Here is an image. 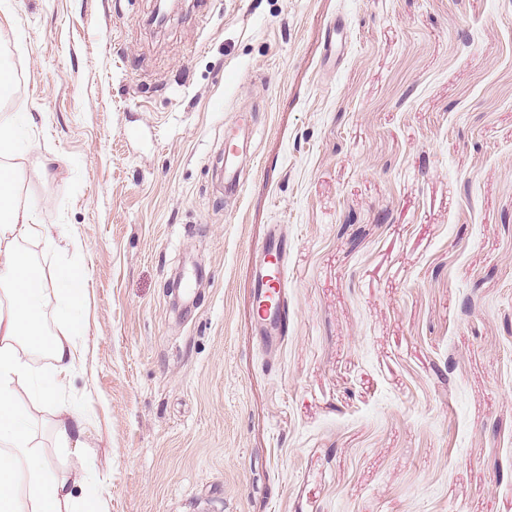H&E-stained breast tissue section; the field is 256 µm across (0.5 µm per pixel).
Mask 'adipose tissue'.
<instances>
[{
  "instance_id": "1",
  "label": "adipose tissue",
  "mask_w": 512,
  "mask_h": 512,
  "mask_svg": "<svg viewBox=\"0 0 512 512\" xmlns=\"http://www.w3.org/2000/svg\"><path fill=\"white\" fill-rule=\"evenodd\" d=\"M15 173L0 162V512H107L101 488H78L73 474L52 468L34 434L24 399L54 401L69 381L82 350L85 329V269L62 266L56 273V316L62 334L46 330L47 290L36 263L22 249L37 238L62 252L82 253L79 237H53L35 212L13 193ZM47 355V369L31 360Z\"/></svg>"
}]
</instances>
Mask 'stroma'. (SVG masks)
Masks as SVG:
<instances>
[{
	"label": "stroma",
	"mask_w": 512,
	"mask_h": 512,
	"mask_svg": "<svg viewBox=\"0 0 512 512\" xmlns=\"http://www.w3.org/2000/svg\"><path fill=\"white\" fill-rule=\"evenodd\" d=\"M154 7L0 0L17 193L85 243L84 459L29 404L53 466L108 512H512V0ZM240 126L224 132V192L238 193L243 185L242 168L247 159V141ZM275 237L272 236L264 245L263 252L270 258L260 269L257 279L254 282L255 295L257 296L258 319L267 329L279 330L277 311L279 304L273 301V295L280 288L279 266L272 265V258H275L279 250H274ZM275 252V253H274ZM277 316V317H276Z\"/></svg>",
	"instance_id": "obj_1"
}]
</instances>
